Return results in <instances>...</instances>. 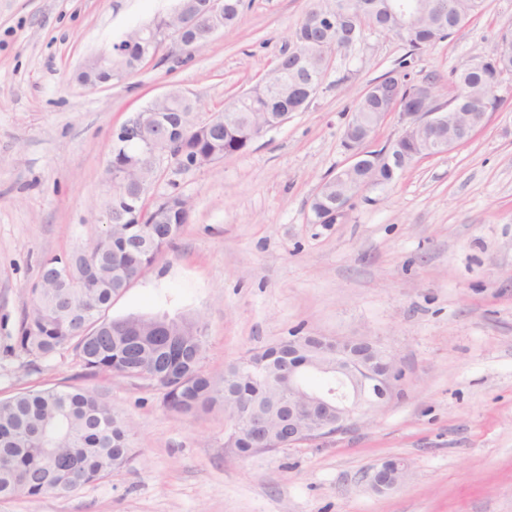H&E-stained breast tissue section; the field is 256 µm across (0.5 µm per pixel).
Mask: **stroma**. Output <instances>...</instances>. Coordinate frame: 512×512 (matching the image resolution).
Instances as JSON below:
<instances>
[{
    "label": "stroma",
    "mask_w": 512,
    "mask_h": 512,
    "mask_svg": "<svg viewBox=\"0 0 512 512\" xmlns=\"http://www.w3.org/2000/svg\"><path fill=\"white\" fill-rule=\"evenodd\" d=\"M177 0H0V399L94 387L133 426L142 453L63 495L0 512H512V74L499 110L447 152L415 158L333 224L313 221L324 179L347 164L356 101L399 69L437 80L490 56L512 31V0H486L458 32L418 52L365 30L335 51L318 93L244 153L172 175L191 206L178 238L109 318L186 315L204 328V367L295 333L378 340L400 362L393 397L363 422L311 442L238 456L220 410H169L158 387L90 375L71 348H17L41 261L101 235L117 133L178 88L200 119L258 82L291 48L310 0H243L239 25L192 54L164 41L132 76H77ZM395 458L406 478L380 493L367 475Z\"/></svg>",
    "instance_id": "1"
}]
</instances>
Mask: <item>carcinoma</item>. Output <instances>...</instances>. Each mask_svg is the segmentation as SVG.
Here are the masks:
<instances>
[{
  "instance_id": "carcinoma-1",
  "label": "carcinoma",
  "mask_w": 512,
  "mask_h": 512,
  "mask_svg": "<svg viewBox=\"0 0 512 512\" xmlns=\"http://www.w3.org/2000/svg\"><path fill=\"white\" fill-rule=\"evenodd\" d=\"M421 17L404 39L411 50L426 49L464 26L463 19L478 14L484 0H419ZM330 0H312L305 20L294 30L293 47L278 59L280 71L270 76L276 90L252 86L249 94L228 104L211 117L207 126L191 125L187 114L196 103L179 89L160 105L187 128L173 154L198 150L221 160L249 149L259 136L264 112H298V83H312L327 69L329 54L340 46V30L328 31L312 17L328 10ZM238 0H224V27L240 20ZM139 42L123 43V62L133 74L144 64ZM512 72V55L475 57L453 72L459 100L469 98V112H493L498 106L494 86L502 71ZM446 112L448 124L405 141L408 160L422 153L439 135L456 139L471 117L455 113L452 105L438 103L436 80L413 82L398 72L371 84L359 98L344 132L345 149L362 148L379 123L378 112ZM397 177V168L375 158H365L360 169H341L323 182L311 202L316 224H334L330 215L336 202H350L364 181L386 186ZM156 171L149 167L112 183L106 200L111 224L90 245L69 254L43 260L40 280L30 289V306L21 324L19 347L27 355L49 356L70 347L92 374L108 373L124 380H149L164 390L170 410L194 414L224 409V388L239 380L234 366L221 374L204 370L206 342L198 323L172 319L167 329L154 328L155 318L137 316L112 319L106 311L112 300L129 288L128 275L150 267L178 237L188 222L190 206L172 191L165 200L144 202L138 210L140 223H125L123 200L143 185H150ZM51 268L63 272L55 281L44 275ZM130 424L94 388L45 389L19 392L0 400V502L18 498L37 499L55 491L71 492L112 476L139 456L130 442Z\"/></svg>"
}]
</instances>
